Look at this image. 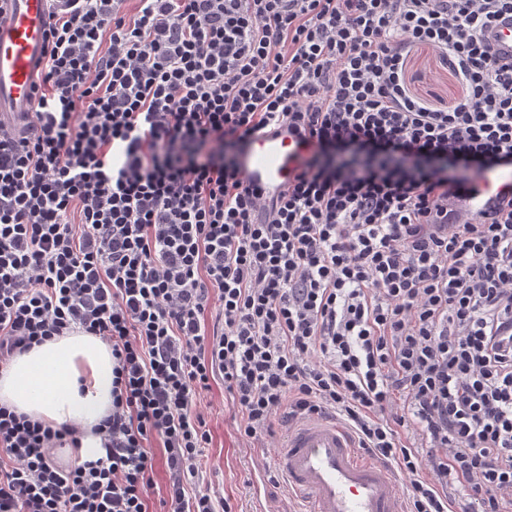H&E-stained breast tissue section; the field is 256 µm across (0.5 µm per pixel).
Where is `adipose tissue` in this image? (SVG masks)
<instances>
[{"mask_svg":"<svg viewBox=\"0 0 512 512\" xmlns=\"http://www.w3.org/2000/svg\"><path fill=\"white\" fill-rule=\"evenodd\" d=\"M112 349L99 337L75 332L33 346L0 374V406L54 429L78 425L80 460L103 453L96 426L112 411Z\"/></svg>","mask_w":512,"mask_h":512,"instance_id":"adipose-tissue-1","label":"adipose tissue"}]
</instances>
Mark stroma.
I'll list each match as a JSON object with an SVG mask.
<instances>
[{"label": "stroma", "instance_id": "1", "mask_svg": "<svg viewBox=\"0 0 512 512\" xmlns=\"http://www.w3.org/2000/svg\"><path fill=\"white\" fill-rule=\"evenodd\" d=\"M407 78L415 92L432 101L457 92L447 66L428 48L412 51ZM198 408L212 435L202 465L211 494L229 502L233 512H302L278 466L283 430L251 445L243 443L237 432L239 418L227 404L220 381L201 396Z\"/></svg>", "mask_w": 512, "mask_h": 512}]
</instances>
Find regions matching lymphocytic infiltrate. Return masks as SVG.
I'll list each match as a JSON object with an SVG mask.
<instances>
[{"mask_svg":"<svg viewBox=\"0 0 512 512\" xmlns=\"http://www.w3.org/2000/svg\"><path fill=\"white\" fill-rule=\"evenodd\" d=\"M50 0L24 131L0 126V373L55 336L112 349L104 453L0 407V512H232L203 486L215 381L254 443L332 414L406 479L409 512H512V0ZM430 47L459 91H411ZM285 121L311 144L269 201L241 178ZM213 325H206V314ZM318 362H311V355ZM485 40L498 58L512 59V18L510 15L503 17L488 29ZM453 201L458 223L482 219L491 213L498 200L512 197V167L496 166L484 170ZM151 450L157 459V470L155 475L156 487L152 490L150 496V511L155 512L159 508V500L165 494L166 486L169 481V474L166 470L163 460V448L160 447V441L154 440L151 444Z\"/></svg>","mask_w":512,"mask_h":512,"instance_id":"lymphocytic-infiltrate-1","label":"lymphocytic infiltrate"}]
</instances>
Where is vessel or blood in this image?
Here are the masks:
<instances>
[{
  "mask_svg": "<svg viewBox=\"0 0 512 512\" xmlns=\"http://www.w3.org/2000/svg\"><path fill=\"white\" fill-rule=\"evenodd\" d=\"M49 0H0V123L25 128L48 44ZM486 42L512 59V18L487 30ZM308 151L287 126L260 133L242 155V177L264 197L287 189ZM512 197V167L484 170L453 201L458 222L482 219L498 200ZM279 467L310 512H406L394 474L359 458L349 430L330 418L311 417L287 433Z\"/></svg>",
  "mask_w": 512,
  "mask_h": 512,
  "instance_id": "vessel-or-blood-1",
  "label": "vessel or blood"
}]
</instances>
